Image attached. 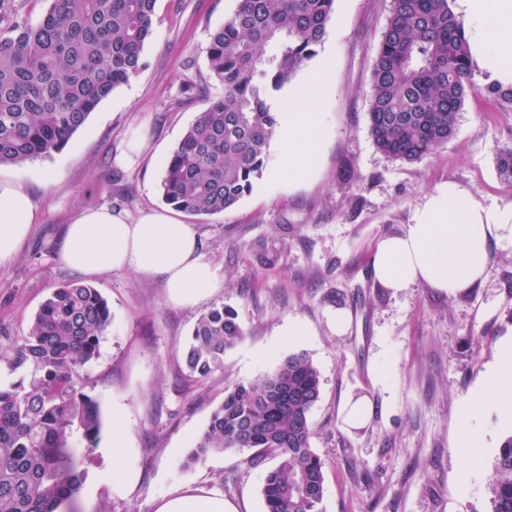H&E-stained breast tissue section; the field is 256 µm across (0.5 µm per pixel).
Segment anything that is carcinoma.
Wrapping results in <instances>:
<instances>
[{"mask_svg": "<svg viewBox=\"0 0 512 512\" xmlns=\"http://www.w3.org/2000/svg\"><path fill=\"white\" fill-rule=\"evenodd\" d=\"M34 25L0 33V165L63 150L91 112L142 67L156 0H49ZM210 33L208 68L224 96L198 113L169 156L165 202L191 214L234 207L263 176L279 119L276 95L317 54L335 0H235ZM481 93L512 107V84L479 86L463 22L449 0H392L372 72L370 135L393 160L414 162L453 137L465 99ZM512 182V146L496 154ZM111 323L95 288L69 282L43 301L9 360L27 376L0 385V512H57L81 490L102 430L99 402L79 370L98 356ZM244 336L235 312L197 319L185 350L188 376L208 378ZM321 381L305 352L271 374L224 392L189 462L213 452L277 459L262 489L265 512H320L325 460L312 446ZM490 510L512 512V433L493 464Z\"/></svg>", "mask_w": 512, "mask_h": 512, "instance_id": "obj_1", "label": "carcinoma"}]
</instances>
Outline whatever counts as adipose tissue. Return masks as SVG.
Listing matches in <instances>:
<instances>
[{
  "label": "adipose tissue",
  "instance_id": "adipose-tissue-1",
  "mask_svg": "<svg viewBox=\"0 0 512 512\" xmlns=\"http://www.w3.org/2000/svg\"><path fill=\"white\" fill-rule=\"evenodd\" d=\"M467 19L465 36L481 69L498 81L512 83V0H457ZM280 170L289 180L310 171L323 125L317 112H284L279 116ZM39 219L30 193L19 183L0 180V267L13 261ZM512 210L486 206L466 188L437 187L414 213L411 224L376 243L371 270L384 288L399 292L423 283L444 294H456L484 282L490 249ZM58 258L85 275L128 269L162 277L169 300L196 306L223 287L220 269L201 250L196 225L175 219L168 209L131 214L107 207L79 211L68 224ZM156 512H237L223 497L184 486L164 497Z\"/></svg>",
  "mask_w": 512,
  "mask_h": 512
}]
</instances>
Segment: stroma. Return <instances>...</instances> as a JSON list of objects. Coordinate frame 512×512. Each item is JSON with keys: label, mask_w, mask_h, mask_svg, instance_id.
Wrapping results in <instances>:
<instances>
[{"label": "stroma", "mask_w": 512, "mask_h": 512, "mask_svg": "<svg viewBox=\"0 0 512 512\" xmlns=\"http://www.w3.org/2000/svg\"><path fill=\"white\" fill-rule=\"evenodd\" d=\"M391 0H336L317 55L282 93L295 108L309 71L332 67L315 104L326 126L312 179L300 185L262 176L232 209L182 214L197 225L205 257L223 288L194 308L167 299L164 282L131 270L89 278L108 300L112 323L80 379L100 403L103 427L81 492L61 512H156L159 500L191 485L224 496L238 512H264L261 490L273 460L209 454L186 466L225 389L271 373L294 351L309 354L321 378L311 417L313 446L326 460L321 512H487L495 454L512 433V389L489 392L474 420L478 447L458 445L462 409L512 343V238L493 242L487 279L446 295L424 284L395 293L375 283L376 242L405 229L434 189L454 182L485 205L512 207V182L497 172L512 145V109L470 95L447 143L414 162L375 147L369 130L372 69ZM235 0H156L144 66L102 101L68 145L50 156L0 166L21 182L39 220L14 261L0 267V383L22 379L6 363L53 288L80 281L57 252L78 209L130 213L164 206L166 161L208 101L224 93L205 56L209 34ZM143 139L134 168L120 166L131 136ZM235 309L245 331L211 377H188L183 361L197 318L214 305ZM351 315L336 332V311ZM370 406L352 427L356 400ZM131 445L112 450V416ZM121 466L132 485L112 481Z\"/></svg>", "instance_id": "35a3bbf8"}]
</instances>
